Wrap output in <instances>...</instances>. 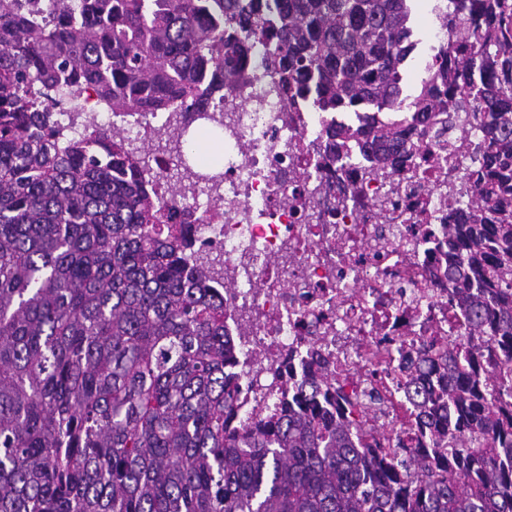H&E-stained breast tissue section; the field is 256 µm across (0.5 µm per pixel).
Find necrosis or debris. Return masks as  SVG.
I'll list each match as a JSON object with an SVG mask.
<instances>
[{"label":"necrosis or debris","mask_w":512,"mask_h":512,"mask_svg":"<svg viewBox=\"0 0 512 512\" xmlns=\"http://www.w3.org/2000/svg\"><path fill=\"white\" fill-rule=\"evenodd\" d=\"M464 28L425 12L408 58L415 81L428 78L424 60L449 30ZM266 53L256 47L247 82L205 112H105L93 97L77 112L63 89L53 119L78 137L111 127L151 148L146 176L164 202L171 161L153 146L180 142L181 206L195 218L197 260L213 262L224 286L245 416L287 399L289 380L320 373L357 402L368 434L419 443L399 363L468 333L443 268L448 214L474 190L478 122L466 113L450 151L422 137L416 165L395 174L353 145L335 159L327 130L336 114L289 111Z\"/></svg>","instance_id":"1"}]
</instances>
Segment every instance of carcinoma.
Returning a JSON list of instances; mask_svg holds the SVG:
<instances>
[{"instance_id": "1", "label": "carcinoma", "mask_w": 512, "mask_h": 512, "mask_svg": "<svg viewBox=\"0 0 512 512\" xmlns=\"http://www.w3.org/2000/svg\"><path fill=\"white\" fill-rule=\"evenodd\" d=\"M464 14L404 97L414 0H0V512H512V0ZM268 46L287 102L371 106L354 138L382 169L412 137L483 133L469 206L448 215V283L482 352L454 343L448 387L410 378L428 445L382 448L324 378L237 416L232 339L211 269L162 231L123 136H59L43 99L205 112Z\"/></svg>"}]
</instances>
